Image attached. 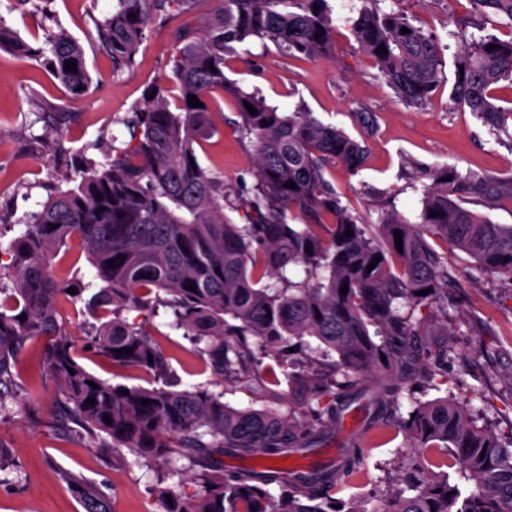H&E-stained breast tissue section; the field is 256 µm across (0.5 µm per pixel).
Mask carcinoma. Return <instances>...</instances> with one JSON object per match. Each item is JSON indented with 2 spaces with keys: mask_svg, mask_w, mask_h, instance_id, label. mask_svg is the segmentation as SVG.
Masks as SVG:
<instances>
[{
  "mask_svg": "<svg viewBox=\"0 0 512 512\" xmlns=\"http://www.w3.org/2000/svg\"><path fill=\"white\" fill-rule=\"evenodd\" d=\"M115 2L112 15L97 23V37L121 70L134 63L151 15L191 13L200 0ZM213 2L206 18L176 30L171 61L179 94L171 98L164 85L150 86L146 93L153 98L125 120L129 138L123 145L112 147L104 163L80 157L77 187L49 195L11 242L15 280L12 294L0 300V406L18 387L16 366L28 342L46 336L40 373L59 382L58 408L87 432L92 447L100 446L103 433L117 454L126 448L145 463L176 456L189 461L199 490L190 497L158 490L164 512H367L353 501L336 507V493L361 473L370 447L363 440L306 470H227L220 461L226 453L271 460L306 453L353 406L379 433L401 425L407 434L402 478L378 512H512V440L503 442L475 425L468 405L453 398L413 397L401 376L403 363L418 362L412 349L421 335L416 308L435 304L448 316V257L435 253L427 238L468 253L481 273L512 280V225L495 224L463 206L471 193L512 196V183L434 168L431 184L424 186L420 224L387 214L379 222L380 239L368 238L361 218L326 178L336 163L362 167L361 144L310 112L286 114L238 90L240 132L255 138L257 183L244 202L246 223H234L224 214V181L206 172L196 151L212 133L210 94L228 88L225 56L258 38L316 60L331 50L334 28L329 0ZM468 2L487 20L505 21L507 38L477 36L462 26L453 33L464 73L450 96L500 129L512 112L496 104L494 95L498 82L512 81V0ZM352 31L406 104L421 107L436 92L443 66L439 41L417 19L365 9ZM381 45L387 54L377 52ZM5 48L23 60L47 57L74 96L89 90L84 50L67 31L44 30V45L34 48L0 20ZM71 62L76 70H65ZM190 95L202 106L190 105ZM291 181L293 189L287 187ZM289 209L297 210L301 223L288 218ZM348 229L353 236H345ZM396 231L402 233L400 251ZM75 239L99 280L87 305L104 322L91 342L113 366L163 379L169 356L157 339L161 332L151 330L161 306L172 310L176 328L194 338L191 353L203 370L223 382L278 385L275 375L262 377L249 338L275 350L307 336L318 343L326 366H304L288 374V385L311 419L294 410L283 416L236 408L224 402L222 391L114 385L88 371L76 360L56 311L58 301L76 302L85 289L71 294L48 272L61 247ZM373 261L375 268L367 270ZM266 277L275 282L262 283ZM191 281L193 291L187 289ZM124 310L143 318L130 323ZM123 348L131 353L117 354ZM404 397L411 406L406 418ZM144 400L150 404L142 405ZM435 448L451 449V461L430 460ZM443 465L459 466L462 482L437 471ZM61 475L83 512H111L99 489L66 470Z\"/></svg>",
  "mask_w": 512,
  "mask_h": 512,
  "instance_id": "cac0c4a2",
  "label": "carcinoma"
}]
</instances>
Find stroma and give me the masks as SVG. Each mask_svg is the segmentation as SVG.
<instances>
[{"label": "stroma", "instance_id": "1", "mask_svg": "<svg viewBox=\"0 0 512 512\" xmlns=\"http://www.w3.org/2000/svg\"><path fill=\"white\" fill-rule=\"evenodd\" d=\"M332 8L334 49L315 61L289 56L274 44L254 41L246 52L228 57L224 73L246 93H257L268 103L291 112L302 107L326 124L343 128L364 146L367 162L358 172L344 165L329 169L327 179L378 235L381 213L393 211L417 221L428 169L445 166L461 176L492 177L512 181V124L496 132L469 108L454 104L449 91L455 82V57L459 45L452 31L476 22L468 0H380L385 11H404L421 17L445 46L444 82L422 108L407 105L387 84L352 35V23L366 0H329ZM114 0H0V18L25 40L42 27L65 29L83 46L91 75L87 94L71 95L45 61L17 60L0 50V261L10 262L11 241L23 231L26 214L58 189L79 180L70 159L75 154L102 160L97 142L124 141L123 123L144 103L151 84L171 74L174 34L183 24L180 16L167 22L150 19L133 67L114 71L101 49L96 24L112 13ZM211 119L214 132L197 150L202 167L224 182V212L235 223H244L245 198L252 196L255 147L238 131L237 99L228 92H213ZM62 112L57 134L46 136L42 112ZM371 117L363 126L359 113ZM46 136L43 147L34 137ZM447 254L454 284L448 289V322L434 321V311L418 307L415 318L426 331L420 347L446 350L441 363L424 360L405 379L416 398H436L425 390L427 372L448 380L447 394L470 400L473 419L501 438L512 436V283L498 275H478L466 253L450 248L442 239L431 242ZM77 317L63 326L77 344V359L87 370L112 384L144 386L139 374L120 376L111 362L85 342V332L97 315L77 302ZM170 309H160L155 326L164 332V349L170 357L168 380L182 390L203 386L223 392L226 403L238 408H269L288 412L293 398L287 387L268 393L251 387L216 383L185 353L193 344L174 329ZM43 344L35 339L19 361L21 392L0 407V443L11 450L9 464L0 469V512H82L61 481V470L95 484L109 499L113 512H164L157 488L183 487L193 493V473L184 459L140 464L133 454L113 462L111 449L90 448L87 435L58 411L59 385L40 381L34 360ZM337 440L370 441L361 475L341 491L342 499L360 498L369 512L379 507L392 477L400 471L398 448L406 444L403 429L388 442L375 440L367 423L346 424Z\"/></svg>", "mask_w": 512, "mask_h": 512}]
</instances>
